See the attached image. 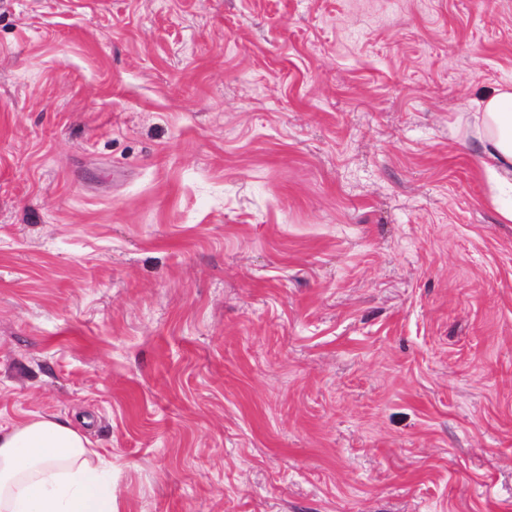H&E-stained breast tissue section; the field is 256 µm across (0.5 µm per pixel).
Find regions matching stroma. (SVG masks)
<instances>
[{"label": "stroma", "instance_id": "obj_1", "mask_svg": "<svg viewBox=\"0 0 512 512\" xmlns=\"http://www.w3.org/2000/svg\"><path fill=\"white\" fill-rule=\"evenodd\" d=\"M504 83L512 0H0V425L116 512H512ZM471 116L481 168L512 198V85L485 94L475 102Z\"/></svg>", "mask_w": 512, "mask_h": 512}]
</instances>
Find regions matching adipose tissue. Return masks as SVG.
Listing matches in <instances>:
<instances>
[{"label":"adipose tissue","instance_id":"ef3b65f1","mask_svg":"<svg viewBox=\"0 0 512 512\" xmlns=\"http://www.w3.org/2000/svg\"><path fill=\"white\" fill-rule=\"evenodd\" d=\"M470 127L484 173L512 195V85L476 101ZM0 512H115L103 459L80 428L38 414L0 426Z\"/></svg>","mask_w":512,"mask_h":512}]
</instances>
